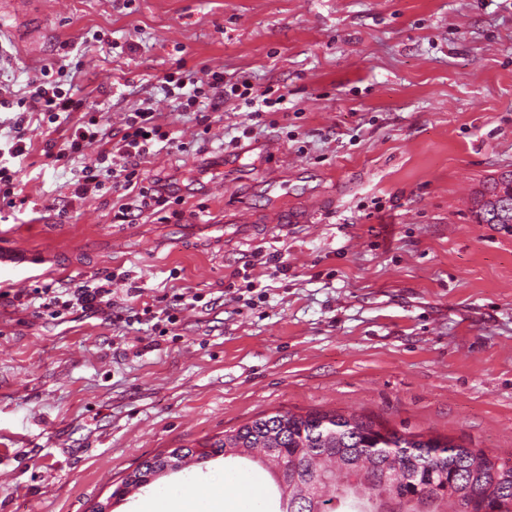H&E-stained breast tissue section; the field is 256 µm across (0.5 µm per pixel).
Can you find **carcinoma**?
Returning <instances> with one entry per match:
<instances>
[{
    "label": "carcinoma",
    "instance_id": "1",
    "mask_svg": "<svg viewBox=\"0 0 512 512\" xmlns=\"http://www.w3.org/2000/svg\"><path fill=\"white\" fill-rule=\"evenodd\" d=\"M512 183V171L484 186L476 219L491 224L489 199ZM176 456L177 470L190 461L247 458L261 463L280 491L275 512H378L371 499L387 496L388 512H420L409 486L381 479L387 469L414 462L420 491L432 497L427 512H468L471 499L492 491L498 512H512V457L501 459L437 437L379 428L369 419L335 413L264 414L224 432L200 448H174L141 462L131 476Z\"/></svg>",
    "mask_w": 512,
    "mask_h": 512
}]
</instances>
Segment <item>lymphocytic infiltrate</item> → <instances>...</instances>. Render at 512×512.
<instances>
[{
    "label": "lymphocytic infiltrate",
    "instance_id": "f902f5d3",
    "mask_svg": "<svg viewBox=\"0 0 512 512\" xmlns=\"http://www.w3.org/2000/svg\"><path fill=\"white\" fill-rule=\"evenodd\" d=\"M167 91L181 90L185 93L183 110H191L196 102L198 85H205L212 111H219L229 93L238 92V84H226L223 73L207 72L205 78H185L180 72L165 75ZM87 107V95L77 82L76 71L66 74L65 83L29 82L23 95L12 91H0V109H18L19 114L13 122V135L7 149H0V204L9 208L16 207L17 172L13 160L25 159L29 150L27 142L31 137L28 116L38 112L47 116L49 122H57L60 115L80 112ZM98 143L100 151L94 165L84 167L73 184L72 193L84 199L111 186L117 193L121 204L116 218L122 222L134 221L138 212L153 209L163 211L170 198L161 191L140 185L138 181L137 161L149 154L159 143L173 145L175 142L161 113L153 108L136 109L127 114L120 137L103 129L96 119L71 127L62 148L56 154L57 159H72L81 156L88 144ZM113 273L105 272L92 276L91 280L64 288H37L31 293L32 299L41 303L43 311L59 318L73 312L85 316L104 315L106 319L128 326L141 323L142 319L153 320L158 333H165L168 326L176 324L180 311L189 304L198 303L202 296L188 291L172 296H160L142 308L121 307L112 299Z\"/></svg>",
    "mask_w": 512,
    "mask_h": 512
}]
</instances>
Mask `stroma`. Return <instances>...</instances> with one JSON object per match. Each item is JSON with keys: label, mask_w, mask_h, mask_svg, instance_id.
<instances>
[{"label": "stroma", "mask_w": 512, "mask_h": 512, "mask_svg": "<svg viewBox=\"0 0 512 512\" xmlns=\"http://www.w3.org/2000/svg\"><path fill=\"white\" fill-rule=\"evenodd\" d=\"M30 21L43 28L35 50L0 18V84L80 66L112 132L150 104L181 145L138 169L185 217L118 223L115 194L73 197L100 147L53 161L47 141L81 115L41 123L17 174L27 203L0 209V281L29 292L109 270L117 302L189 287L206 304L161 336L0 301V512H91L143 459L278 411L512 455V225L473 209L512 170V0H66ZM203 66L288 107L246 137L242 99L216 112L202 99L199 124L161 79ZM275 208L287 227L267 223ZM244 213L257 225L245 243ZM258 253L287 274L271 277ZM217 476L231 512H256L245 471L220 457L112 512H148L156 497L204 512L193 490ZM512 183V171L502 173L498 178H493L486 186H484L480 196L476 201V219L481 224H512V202L509 203V210L505 214L506 219L493 222L495 216L490 217V211L487 207L490 205L487 198L498 196L499 192L506 190L507 185Z\"/></svg>", "instance_id": "stroma-1"}]
</instances>
